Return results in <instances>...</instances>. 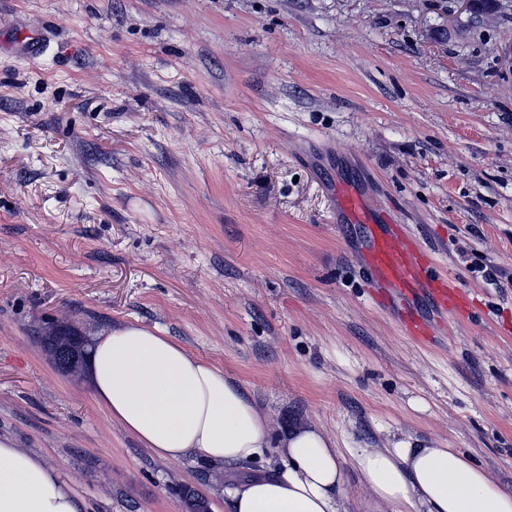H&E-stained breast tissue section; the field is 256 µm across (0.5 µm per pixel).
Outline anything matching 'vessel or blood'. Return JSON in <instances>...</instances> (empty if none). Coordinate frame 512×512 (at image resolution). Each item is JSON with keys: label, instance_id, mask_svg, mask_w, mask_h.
<instances>
[{"label": "vessel or blood", "instance_id": "b4317fda", "mask_svg": "<svg viewBox=\"0 0 512 512\" xmlns=\"http://www.w3.org/2000/svg\"><path fill=\"white\" fill-rule=\"evenodd\" d=\"M330 197L345 223L361 227L359 256L374 296L396 313L406 336L420 343L429 341L436 320L465 311L464 293L356 184L336 182Z\"/></svg>", "mask_w": 512, "mask_h": 512}]
</instances>
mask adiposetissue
Wrapping results in <instances>:
<instances>
[{"label": "adipose tissue", "mask_w": 512, "mask_h": 512, "mask_svg": "<svg viewBox=\"0 0 512 512\" xmlns=\"http://www.w3.org/2000/svg\"><path fill=\"white\" fill-rule=\"evenodd\" d=\"M97 402L163 460L188 456L245 466L278 446L283 466L234 488L225 512H512V489L455 448H364L343 454L302 424L272 441L267 417L242 386L159 329L101 332L88 357ZM371 490L351 504L347 469ZM0 512H83L69 480L0 435Z\"/></svg>", "instance_id": "adipose-tissue-1"}]
</instances>
